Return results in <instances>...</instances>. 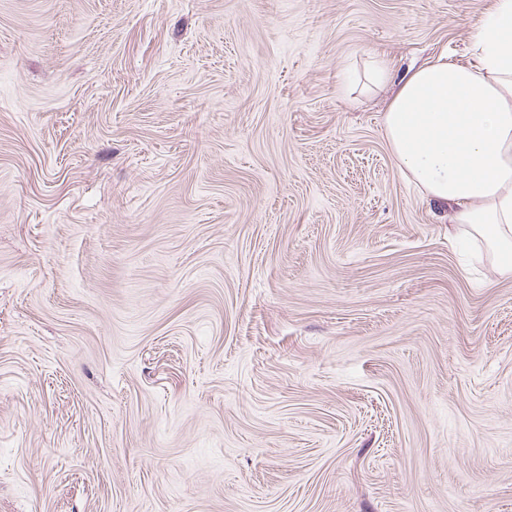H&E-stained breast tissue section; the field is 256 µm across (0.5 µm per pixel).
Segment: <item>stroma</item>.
Wrapping results in <instances>:
<instances>
[{"label":"stroma","instance_id":"obj_1","mask_svg":"<svg viewBox=\"0 0 512 512\" xmlns=\"http://www.w3.org/2000/svg\"><path fill=\"white\" fill-rule=\"evenodd\" d=\"M497 0H0V512H512V275L392 81Z\"/></svg>","mask_w":512,"mask_h":512}]
</instances>
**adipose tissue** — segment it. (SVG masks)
Masks as SVG:
<instances>
[{
  "label": "adipose tissue",
  "mask_w": 512,
  "mask_h": 512,
  "mask_svg": "<svg viewBox=\"0 0 512 512\" xmlns=\"http://www.w3.org/2000/svg\"><path fill=\"white\" fill-rule=\"evenodd\" d=\"M475 58L439 55L402 80L384 134L404 175L512 274V0L474 27Z\"/></svg>",
  "instance_id": "ef3b65f1"
}]
</instances>
